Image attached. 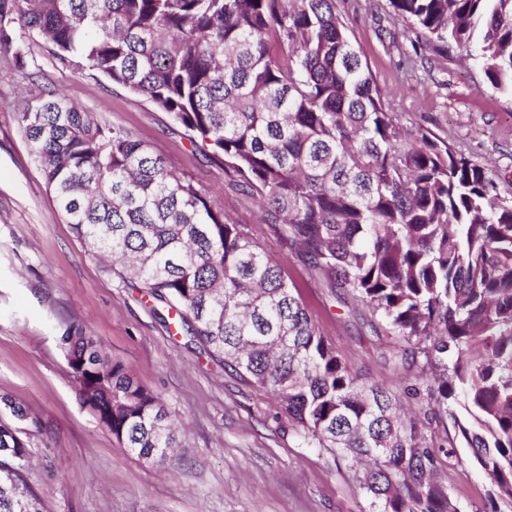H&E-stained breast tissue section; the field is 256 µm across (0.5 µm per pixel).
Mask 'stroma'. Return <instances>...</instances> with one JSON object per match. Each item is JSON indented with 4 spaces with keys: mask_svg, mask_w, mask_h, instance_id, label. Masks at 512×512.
<instances>
[{
    "mask_svg": "<svg viewBox=\"0 0 512 512\" xmlns=\"http://www.w3.org/2000/svg\"><path fill=\"white\" fill-rule=\"evenodd\" d=\"M350 37L396 123L423 129L512 182V98L492 88L479 61L452 50H414L389 0H336ZM25 68L0 51V411L26 408L40 428L13 420L27 441V484L42 512H369L346 467L306 448L266 389L223 369L188 334L171 333L166 307L91 255L59 215L17 122L24 102L66 92L110 128L131 132L203 194L218 199L298 288L342 360L395 392L408 383L397 341L323 280L265 224L254 199L231 189L166 113L92 69L65 65L35 36L19 37ZM82 327L179 421V445L161 462L130 454L82 406L59 338ZM461 512L483 505L488 485L466 456L438 473Z\"/></svg>",
    "mask_w": 512,
    "mask_h": 512,
    "instance_id": "35a3bbf8",
    "label": "stroma"
}]
</instances>
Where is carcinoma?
<instances>
[{
  "instance_id": "obj_1",
  "label": "carcinoma",
  "mask_w": 512,
  "mask_h": 512,
  "mask_svg": "<svg viewBox=\"0 0 512 512\" xmlns=\"http://www.w3.org/2000/svg\"><path fill=\"white\" fill-rule=\"evenodd\" d=\"M389 3L422 45L466 51L512 97V0ZM18 28L167 113L258 198L281 242L402 342L404 394L454 437L418 434L396 394L342 361L281 267L165 158L49 90L18 124L90 252L271 389L304 445L368 462L372 512H460L435 478L460 448L490 512H512V190L447 142L400 131L335 0H0V49L21 68ZM60 346L113 437L146 460L174 447V419L93 337L72 325ZM419 355L438 370L424 394ZM0 512H40L20 468L0 473Z\"/></svg>"
}]
</instances>
